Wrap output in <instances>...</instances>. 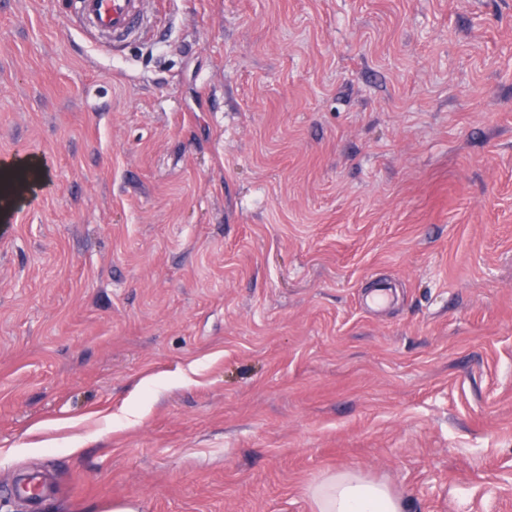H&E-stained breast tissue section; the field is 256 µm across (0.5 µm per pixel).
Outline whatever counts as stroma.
<instances>
[{
    "label": "stroma",
    "instance_id": "35a3bbf8",
    "mask_svg": "<svg viewBox=\"0 0 512 512\" xmlns=\"http://www.w3.org/2000/svg\"><path fill=\"white\" fill-rule=\"evenodd\" d=\"M0 0V512H512V0ZM77 28L98 50L115 56L124 44L144 36V0H77ZM312 512H405V504L390 486L347 469L329 474L311 486Z\"/></svg>",
    "mask_w": 512,
    "mask_h": 512
}]
</instances>
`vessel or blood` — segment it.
Masks as SVG:
<instances>
[{"mask_svg": "<svg viewBox=\"0 0 512 512\" xmlns=\"http://www.w3.org/2000/svg\"><path fill=\"white\" fill-rule=\"evenodd\" d=\"M77 28L98 50L115 55L145 35L144 0H77Z\"/></svg>", "mask_w": 512, "mask_h": 512, "instance_id": "1", "label": "vessel or blood"}]
</instances>
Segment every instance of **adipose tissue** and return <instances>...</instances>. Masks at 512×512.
<instances>
[{
  "label": "adipose tissue",
  "mask_w": 512,
  "mask_h": 512,
  "mask_svg": "<svg viewBox=\"0 0 512 512\" xmlns=\"http://www.w3.org/2000/svg\"><path fill=\"white\" fill-rule=\"evenodd\" d=\"M312 512H405L403 501L382 481L347 469L311 486Z\"/></svg>",
  "instance_id": "1"
}]
</instances>
